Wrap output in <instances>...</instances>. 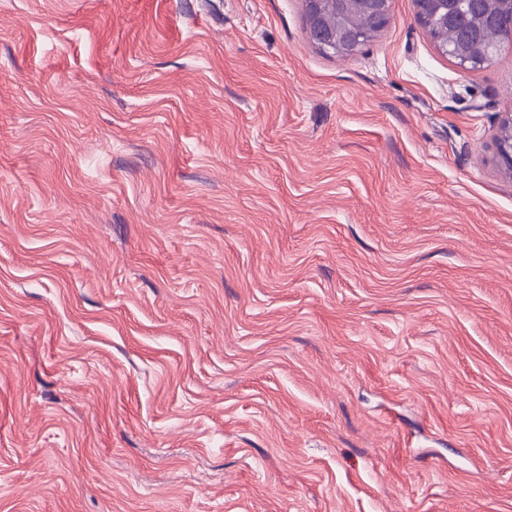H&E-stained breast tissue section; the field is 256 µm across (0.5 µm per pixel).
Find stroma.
Instances as JSON below:
<instances>
[{
    "label": "stroma",
    "mask_w": 512,
    "mask_h": 512,
    "mask_svg": "<svg viewBox=\"0 0 512 512\" xmlns=\"http://www.w3.org/2000/svg\"><path fill=\"white\" fill-rule=\"evenodd\" d=\"M392 10L0 0V512H512V53ZM342 18L349 24L350 31L367 29L371 25L362 0H336V5L325 8L319 17L321 30L336 32ZM497 155L508 170L507 173L512 175V113L504 112L499 133L496 139Z\"/></svg>",
    "instance_id": "1"
}]
</instances>
